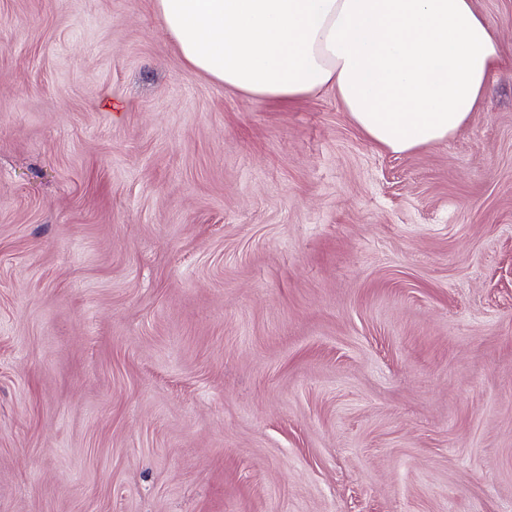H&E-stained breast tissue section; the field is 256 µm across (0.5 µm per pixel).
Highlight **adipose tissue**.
Segmentation results:
<instances>
[{
  "instance_id": "obj_1",
  "label": "adipose tissue",
  "mask_w": 512,
  "mask_h": 512,
  "mask_svg": "<svg viewBox=\"0 0 512 512\" xmlns=\"http://www.w3.org/2000/svg\"><path fill=\"white\" fill-rule=\"evenodd\" d=\"M189 70L245 95L333 89L373 143L406 154L453 137L505 60L472 0H155Z\"/></svg>"
}]
</instances>
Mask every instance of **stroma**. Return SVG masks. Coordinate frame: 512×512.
<instances>
[{
  "instance_id": "35a3bbf8",
  "label": "stroma",
  "mask_w": 512,
  "mask_h": 512,
  "mask_svg": "<svg viewBox=\"0 0 512 512\" xmlns=\"http://www.w3.org/2000/svg\"><path fill=\"white\" fill-rule=\"evenodd\" d=\"M473 4L483 107L397 155L191 72L155 0H0V512H512V0Z\"/></svg>"
}]
</instances>
